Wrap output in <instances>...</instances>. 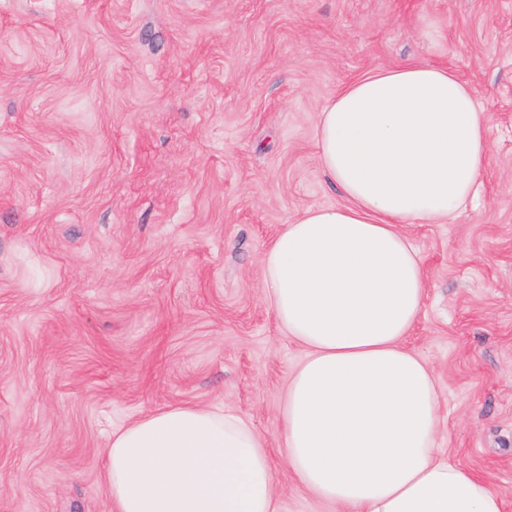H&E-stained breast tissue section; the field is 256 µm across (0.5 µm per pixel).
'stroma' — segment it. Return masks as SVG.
<instances>
[{
    "instance_id": "obj_1",
    "label": "stroma",
    "mask_w": 512,
    "mask_h": 512,
    "mask_svg": "<svg viewBox=\"0 0 512 512\" xmlns=\"http://www.w3.org/2000/svg\"><path fill=\"white\" fill-rule=\"evenodd\" d=\"M405 62L454 70L488 118L478 198L408 227L426 297L404 344L449 460L512 512V0H0V512H111L113 431L168 405L276 447L305 351L263 253L341 201L323 105ZM273 465L283 512H332Z\"/></svg>"
}]
</instances>
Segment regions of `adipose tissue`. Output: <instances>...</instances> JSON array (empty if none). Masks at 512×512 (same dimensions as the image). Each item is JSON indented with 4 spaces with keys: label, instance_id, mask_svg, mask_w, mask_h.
Segmentation results:
<instances>
[{
    "label": "adipose tissue",
    "instance_id": "1",
    "mask_svg": "<svg viewBox=\"0 0 512 512\" xmlns=\"http://www.w3.org/2000/svg\"><path fill=\"white\" fill-rule=\"evenodd\" d=\"M316 147L343 202L289 220L263 257L264 298L306 350L277 437L289 473L336 512H505L440 448L437 379L403 345L426 293L404 227L447 223L477 195L485 112L448 67L380 68L322 108ZM103 454L114 512H281L263 438L219 407L149 413Z\"/></svg>",
    "mask_w": 512,
    "mask_h": 512
}]
</instances>
